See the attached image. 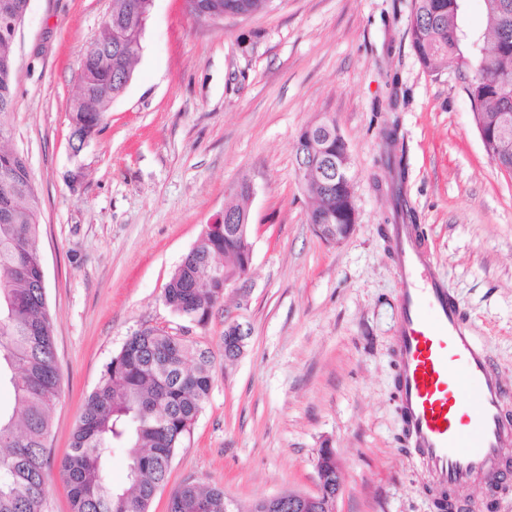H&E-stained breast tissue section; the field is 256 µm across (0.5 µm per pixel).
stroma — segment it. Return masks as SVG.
I'll return each instance as SVG.
<instances>
[{
  "mask_svg": "<svg viewBox=\"0 0 512 512\" xmlns=\"http://www.w3.org/2000/svg\"><path fill=\"white\" fill-rule=\"evenodd\" d=\"M111 0H30L14 45L12 135L39 200L61 389L52 464L70 448L86 396L134 332L157 327L211 351L209 399L150 512L183 482L241 505L317 490L319 449L341 472L335 512H437L402 431L394 357L400 283L394 204L416 217L475 336L512 385V174L488 157L467 72L424 68L412 0H274L195 21L155 0L142 50L101 131L74 151L80 58ZM334 121L352 157L357 224L342 243L307 222L293 147ZM401 157L404 173L386 164ZM251 182L247 302L226 295L206 325L167 307L175 268ZM251 334L224 357V320Z\"/></svg>",
  "mask_w": 512,
  "mask_h": 512,
  "instance_id": "obj_1",
  "label": "stroma"
}]
</instances>
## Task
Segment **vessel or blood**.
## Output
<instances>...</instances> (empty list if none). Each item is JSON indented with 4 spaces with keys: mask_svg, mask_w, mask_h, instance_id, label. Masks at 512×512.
<instances>
[{
    "mask_svg": "<svg viewBox=\"0 0 512 512\" xmlns=\"http://www.w3.org/2000/svg\"><path fill=\"white\" fill-rule=\"evenodd\" d=\"M401 288L394 352L402 427L442 512L480 478L492 501L512 496V388L466 324L414 225L394 228Z\"/></svg>",
    "mask_w": 512,
    "mask_h": 512,
    "instance_id": "obj_1",
    "label": "vessel or blood"
}]
</instances>
